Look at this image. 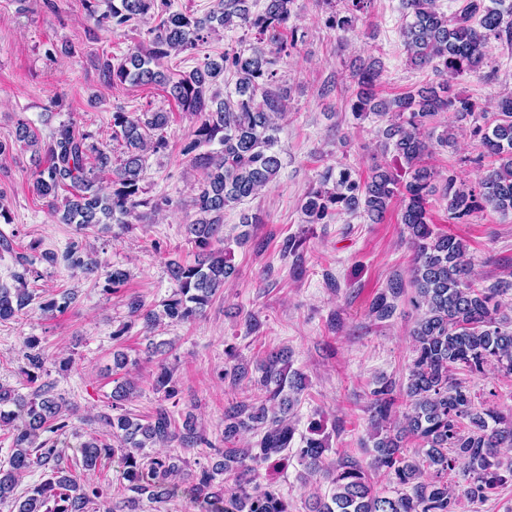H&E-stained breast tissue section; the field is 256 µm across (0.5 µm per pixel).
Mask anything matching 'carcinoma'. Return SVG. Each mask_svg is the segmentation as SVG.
<instances>
[{
	"mask_svg": "<svg viewBox=\"0 0 512 512\" xmlns=\"http://www.w3.org/2000/svg\"><path fill=\"white\" fill-rule=\"evenodd\" d=\"M97 2L85 0L86 10L108 32L153 17L159 20L148 29L146 44L116 62H104V81L167 85L182 110L197 118L191 139L182 148L202 171L192 200L197 218L185 225L187 240L196 248L194 262L169 263L176 289L161 302L162 310L145 308L137 297L128 302L130 317L143 321L146 329L162 318L189 322L205 311L235 273L231 257L219 247L224 241V211L257 196L281 169L274 147L284 105L267 85L275 75L274 66L303 43L298 28L288 27L297 0H264L257 13L251 11L250 0H216L201 17L171 10V0H112L110 9L101 14ZM343 2L345 13H330L327 28L352 29L370 0ZM402 8L410 17L401 29L410 64L431 68L441 81L380 98L382 64L373 57L354 74L351 103L357 116L375 113L385 119L378 134L398 167H376L365 176L345 167L336 178L329 170L302 205L309 224H324L342 210L362 213L377 223L393 201L401 202V223L414 248L411 303L420 315L410 331L412 359L406 384L398 388L382 380L370 392L374 439L370 468L383 474L392 488L374 490L364 467L346 460L325 474L328 492L307 494L305 512H455L457 497L448 475L456 469L462 470L464 495L473 502L488 499L512 478V458L501 453L512 447V413L475 403L465 380L456 377L460 370L482 373L491 365L512 375V328L497 317L499 297L512 289V281L498 280L488 287L476 284L467 245L452 234L434 231L428 212L429 198L437 194L454 220L478 210L512 213V95L488 109L453 92L455 79L480 70L491 40L512 47V5L504 6V0H462L450 16L440 11L436 0H402ZM218 26L240 28L245 37L255 35L256 43L228 51L221 62H206L176 81L160 69L164 59L196 47L205 32ZM227 73L236 78L235 97L220 99L211 86ZM446 112L455 122L471 125L470 134L483 148L481 157L491 159L473 185L453 173L442 178V187L434 184L438 173L426 162L431 146L423 129ZM168 119V113L159 111L112 113L115 136L124 146V158L115 168L109 152L92 141L91 134L65 124L43 144L20 121L12 137L0 140V156L10 154L17 142L45 154V166L38 170L33 187L38 196L50 199L58 222L106 230L111 224L127 223L140 207L158 208V203L141 198L140 182L145 154L166 147L159 131ZM203 146L209 150L200 151ZM107 168L112 169V179L105 191L96 171ZM42 259L52 265L62 262L88 276L99 271L98 261L77 242L59 255L45 253ZM16 263L22 267L15 275L16 286L0 285V322L13 319L35 299L26 280L31 261L19 254ZM404 291L402 281L393 280L388 293L372 303L371 314L379 320L392 316L393 301ZM24 348L31 392L22 395L0 385V429L7 428L12 435L8 457L0 464V501L14 498V512H88L97 500L103 512H120L107 489L77 478L71 467L62 465L59 435L72 413L52 384L38 383L47 361L40 339L26 337ZM258 371L256 384L262 396L224 411V447L214 449L220 457L216 464L190 470L181 456L154 451L174 444L191 450L208 443L193 416L179 427L160 409L145 422L126 414H101L112 441L93 438L80 444L83 473L119 456V482L135 493L126 500L130 509L142 496L165 501L178 479L187 485L190 501L206 504L209 512H292L274 482L260 481L259 469H276L293 456L305 470L301 480L306 486L309 477L322 471L328 440L316 423L309 427V435L295 438L294 408L306 379L292 369L289 352L266 355ZM155 389L166 398L178 393L162 360ZM136 391V384L127 378L116 382L112 409L122 408ZM244 431L256 432L257 440L239 448L237 441ZM412 442L416 448L411 450L407 445ZM36 469L42 470L41 480L23 495H15L21 478ZM221 475L229 484L217 481Z\"/></svg>",
	"mask_w": 512,
	"mask_h": 512,
	"instance_id": "obj_1",
	"label": "carcinoma"
}]
</instances>
